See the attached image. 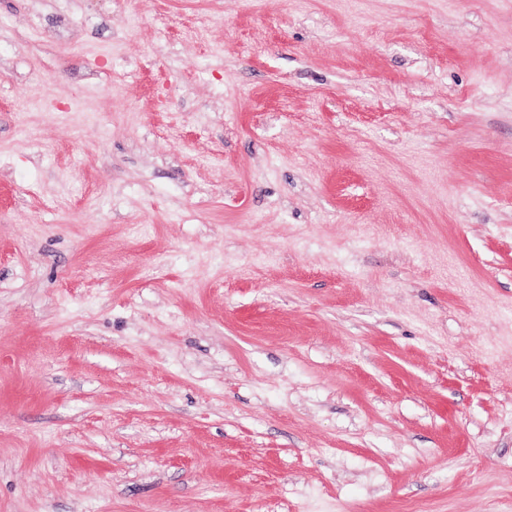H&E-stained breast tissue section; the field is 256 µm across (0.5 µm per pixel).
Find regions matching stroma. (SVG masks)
<instances>
[{"mask_svg": "<svg viewBox=\"0 0 512 512\" xmlns=\"http://www.w3.org/2000/svg\"><path fill=\"white\" fill-rule=\"evenodd\" d=\"M0 512H512V0H0Z\"/></svg>", "mask_w": 512, "mask_h": 512, "instance_id": "obj_1", "label": "stroma"}]
</instances>
